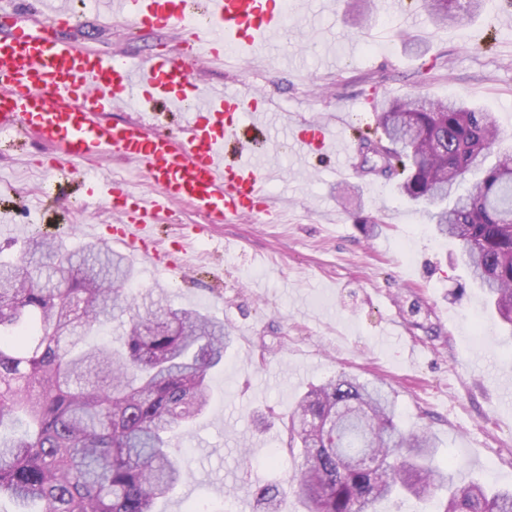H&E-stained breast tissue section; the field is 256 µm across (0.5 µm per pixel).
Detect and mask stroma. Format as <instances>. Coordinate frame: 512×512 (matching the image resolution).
<instances>
[{"instance_id": "obj_1", "label": "stroma", "mask_w": 512, "mask_h": 512, "mask_svg": "<svg viewBox=\"0 0 512 512\" xmlns=\"http://www.w3.org/2000/svg\"><path fill=\"white\" fill-rule=\"evenodd\" d=\"M361 21L359 0H294L280 39L264 53L201 62L202 89L229 85L263 92L268 122L345 115L333 151L308 158L269 150L267 188L286 201L277 218L211 224L185 204L160 212L153 246H184L166 269L133 259L130 289L139 307L162 297L175 309L224 320L234 341L213 371L212 401L174 441L187 450L191 477L156 512H221L250 501L258 483L286 484L301 462L284 424L309 387L345 371L394 389L401 430H429L440 461L454 459L455 485L477 478L512 487V338L470 280L457 243L435 234L424 206L403 199L394 181L336 169V149L358 150L375 129V108L420 92L462 97L492 112L512 137V9L488 0L481 15L452 26L425 15L406 22L390 0ZM112 0L85 9L80 41L109 55L146 57L175 45L176 32L148 33L109 23ZM86 195L69 169L47 174L33 136L0 150V256L18 255L42 231L78 249L106 239L108 191L124 181L141 202L154 198L135 163L107 158L89 173Z\"/></svg>"}]
</instances>
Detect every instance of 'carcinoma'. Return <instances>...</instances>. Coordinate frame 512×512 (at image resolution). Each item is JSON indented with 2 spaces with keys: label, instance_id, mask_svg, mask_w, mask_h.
Listing matches in <instances>:
<instances>
[{
  "label": "carcinoma",
  "instance_id": "carcinoma-1",
  "mask_svg": "<svg viewBox=\"0 0 512 512\" xmlns=\"http://www.w3.org/2000/svg\"><path fill=\"white\" fill-rule=\"evenodd\" d=\"M484 0H420L435 23H457ZM381 136L359 150L408 199L434 208L437 235L461 245L472 281L512 326V149L491 112L462 99L410 94L375 113ZM471 186L461 190L463 180ZM127 257L91 242L79 261L55 237L34 233L0 261V496L16 512H154L190 477L170 433L210 404L208 376L231 342L224 323L151 302L129 319L120 346L84 336L133 310ZM303 460L289 489L265 484L258 512H281L287 491L306 512H376L387 498L446 491L442 512H512V490L478 480L456 487L424 432L396 423L382 383L344 372L307 391L289 418Z\"/></svg>",
  "mask_w": 512,
  "mask_h": 512
}]
</instances>
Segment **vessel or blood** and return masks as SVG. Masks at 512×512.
<instances>
[{"label":"vessel or blood","mask_w":512,"mask_h":512,"mask_svg":"<svg viewBox=\"0 0 512 512\" xmlns=\"http://www.w3.org/2000/svg\"><path fill=\"white\" fill-rule=\"evenodd\" d=\"M47 0H0V20L14 24L0 33V144L20 131L48 145L40 163L49 172L109 156L141 164L156 196L129 209L130 189L113 183L112 240L134 248L168 204L191 206L209 224L268 214L272 199L257 151L241 143L244 129L262 130L261 107L232 93L206 94L191 82L202 58H223L232 48L254 49L286 21V0H116L129 25L179 34L175 47L132 63L81 45L84 27L62 5ZM45 17V32L19 22ZM163 102L186 117L181 138L152 132L141 119L111 121L108 113L133 104ZM329 129L320 123L288 127L277 144L309 155L327 148Z\"/></svg>","instance_id":"vessel-or-blood-1"}]
</instances>
